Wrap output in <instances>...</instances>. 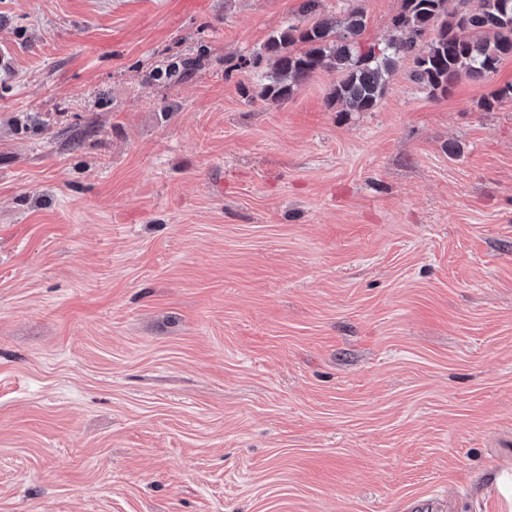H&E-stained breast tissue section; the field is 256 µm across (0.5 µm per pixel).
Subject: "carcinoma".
Returning <instances> with one entry per match:
<instances>
[{
  "instance_id": "carcinoma-1",
  "label": "carcinoma",
  "mask_w": 512,
  "mask_h": 512,
  "mask_svg": "<svg viewBox=\"0 0 512 512\" xmlns=\"http://www.w3.org/2000/svg\"><path fill=\"white\" fill-rule=\"evenodd\" d=\"M321 0H303L304 24L274 32L265 44L273 60L261 97L281 101L320 71L338 80L330 101L345 112H371L384 96L397 60L412 59L411 78L429 93L445 92L461 78L481 80L512 57V0H402L392 35L364 48L358 37L365 14L352 9L340 26L320 18ZM427 49L417 43L425 38Z\"/></svg>"
}]
</instances>
